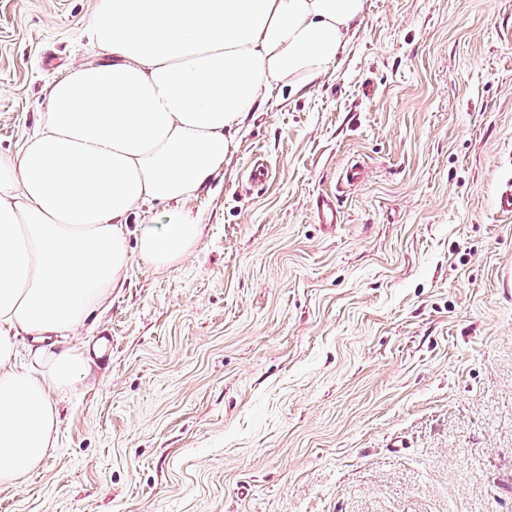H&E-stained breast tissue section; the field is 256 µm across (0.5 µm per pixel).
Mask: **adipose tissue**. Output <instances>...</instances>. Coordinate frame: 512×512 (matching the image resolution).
Masks as SVG:
<instances>
[{"label":"adipose tissue","instance_id":"adipose-tissue-1","mask_svg":"<svg viewBox=\"0 0 512 512\" xmlns=\"http://www.w3.org/2000/svg\"><path fill=\"white\" fill-rule=\"evenodd\" d=\"M366 0H97L105 60L48 90L39 134L0 153V485L56 446L65 394L97 362L74 338L134 260L162 270L197 246L186 209L272 85L334 65ZM164 204L161 223L130 225Z\"/></svg>","mask_w":512,"mask_h":512}]
</instances>
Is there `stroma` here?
Listing matches in <instances>:
<instances>
[{
  "label": "stroma",
  "instance_id": "obj_1",
  "mask_svg": "<svg viewBox=\"0 0 512 512\" xmlns=\"http://www.w3.org/2000/svg\"><path fill=\"white\" fill-rule=\"evenodd\" d=\"M95 5L0 0L1 153L96 58ZM511 177L512 0H366L187 201L196 250L92 315L97 378L0 512H512Z\"/></svg>",
  "mask_w": 512,
  "mask_h": 512
}]
</instances>
